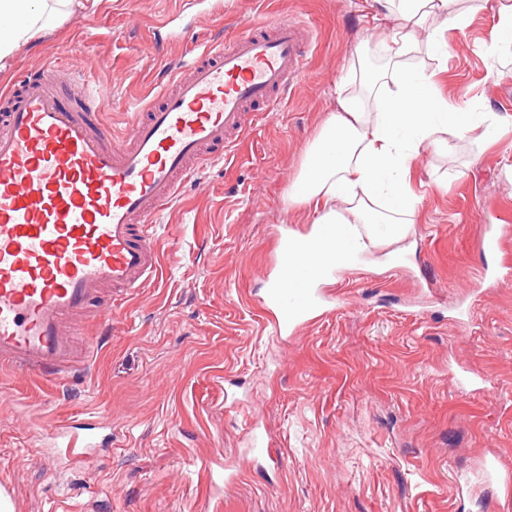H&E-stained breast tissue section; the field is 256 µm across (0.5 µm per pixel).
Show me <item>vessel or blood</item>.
<instances>
[{
    "mask_svg": "<svg viewBox=\"0 0 512 512\" xmlns=\"http://www.w3.org/2000/svg\"><path fill=\"white\" fill-rule=\"evenodd\" d=\"M313 38L310 21L280 17L262 32L205 46L189 64L173 63L160 102L116 134L99 113L112 87L77 80L86 107H60L51 82L0 91V370L61 379L87 370L97 333L78 321L88 301L110 307L136 295L160 269L155 219L227 158L256 125L253 105L277 111L302 75ZM321 241L279 233L278 287L262 302L277 336H288L326 308L312 281L324 268ZM507 226L481 227L479 247L500 250ZM51 441L73 464L93 458L90 435L59 424Z\"/></svg>",
    "mask_w": 512,
    "mask_h": 512,
    "instance_id": "vessel-or-blood-1",
    "label": "vessel or blood"
}]
</instances>
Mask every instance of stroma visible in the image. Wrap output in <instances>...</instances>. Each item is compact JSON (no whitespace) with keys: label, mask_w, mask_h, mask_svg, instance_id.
Here are the masks:
<instances>
[{"label":"stroma","mask_w":512,"mask_h":512,"mask_svg":"<svg viewBox=\"0 0 512 512\" xmlns=\"http://www.w3.org/2000/svg\"><path fill=\"white\" fill-rule=\"evenodd\" d=\"M444 50L406 65L434 74L441 98L512 113V53L491 55L512 0H464ZM369 0H102L74 14L0 69V88L51 65L111 84L104 119L127 130L166 63L191 59L215 32L287 15L312 22L306 69L278 112L233 157L204 169L162 216V273L112 314L91 376L56 382L0 374V490L14 512H512L484 483L487 460L512 470V264L473 249L480 225L512 226V128L498 138L449 137L412 175L402 265L365 263L323 286L334 308L281 338L260 302L275 273L277 234L304 230L289 199L302 151L354 81L363 57L383 60ZM172 18L169 28L160 19ZM470 315H462V308ZM491 390L459 388L451 370ZM112 422V444L78 468L40 447L69 420ZM276 449L261 466L254 444ZM240 470L225 484L224 468Z\"/></svg>","instance_id":"35a3bbf8"}]
</instances>
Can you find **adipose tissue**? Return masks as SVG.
Returning a JSON list of instances; mask_svg holds the SVG:
<instances>
[{
    "label": "adipose tissue",
    "mask_w": 512,
    "mask_h": 512,
    "mask_svg": "<svg viewBox=\"0 0 512 512\" xmlns=\"http://www.w3.org/2000/svg\"><path fill=\"white\" fill-rule=\"evenodd\" d=\"M100 0H0V67L23 46L42 39L67 15L94 12ZM399 24L384 34L385 66L364 76L360 93L337 88L335 107L306 144L291 199L311 211L308 236L320 224L340 225L342 237L327 253L328 272L354 268L387 244L404 240L414 214L408 178L423 147L444 146L449 135L496 136L511 114L475 112L450 105L431 76L406 69L404 57L418 43L436 46L430 19L463 21L460 0H375Z\"/></svg>",
    "instance_id": "obj_1"
}]
</instances>
